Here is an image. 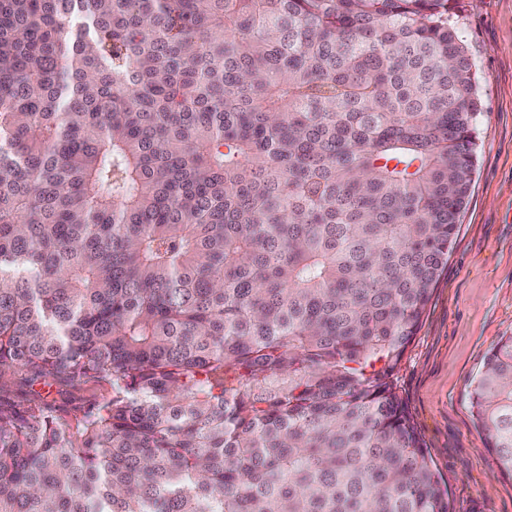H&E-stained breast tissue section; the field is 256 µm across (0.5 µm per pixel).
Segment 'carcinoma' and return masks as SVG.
Instances as JSON below:
<instances>
[{"label":"carcinoma","mask_w":512,"mask_h":512,"mask_svg":"<svg viewBox=\"0 0 512 512\" xmlns=\"http://www.w3.org/2000/svg\"><path fill=\"white\" fill-rule=\"evenodd\" d=\"M459 0H0V512H454L393 372L480 103ZM512 475V332L469 394ZM14 399L22 398L25 392H32L55 408L72 409L87 406L95 401H103L112 396L108 384L94 379L79 385H71L64 381L37 380L29 382L26 372L15 370L0 378V387Z\"/></svg>","instance_id":"cac0c4a2"}]
</instances>
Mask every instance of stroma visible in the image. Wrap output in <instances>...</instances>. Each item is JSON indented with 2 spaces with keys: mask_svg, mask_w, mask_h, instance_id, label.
<instances>
[{
  "mask_svg": "<svg viewBox=\"0 0 512 512\" xmlns=\"http://www.w3.org/2000/svg\"><path fill=\"white\" fill-rule=\"evenodd\" d=\"M462 35L478 78L477 163L448 265L393 379L457 512H512L500 473L468 410L489 350L512 331V0H460ZM12 398L59 409L109 399L108 384L0 378Z\"/></svg>",
  "mask_w": 512,
  "mask_h": 512,
  "instance_id": "stroma-1",
  "label": "stroma"
}]
</instances>
